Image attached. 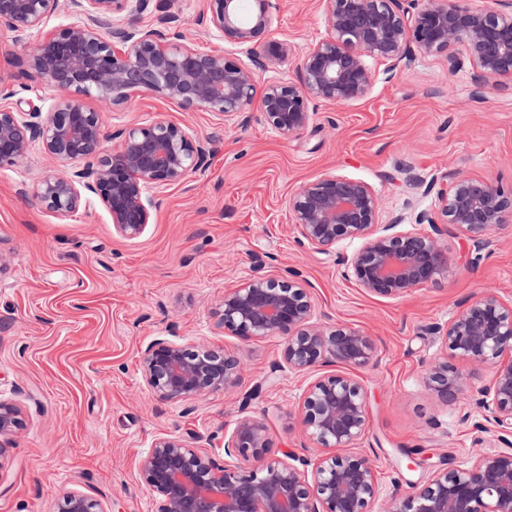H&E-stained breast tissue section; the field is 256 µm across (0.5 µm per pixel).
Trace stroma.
I'll list each match as a JSON object with an SVG mask.
<instances>
[{"mask_svg":"<svg viewBox=\"0 0 512 512\" xmlns=\"http://www.w3.org/2000/svg\"><path fill=\"white\" fill-rule=\"evenodd\" d=\"M268 39L285 41L293 56L273 66L292 78L301 55L327 33L321 0H273ZM203 0H151L131 23L175 14L186 38L204 52L236 55L234 46L199 26ZM37 37L17 42L0 28V100L22 108L48 107L52 89L13 60ZM369 94L345 104L314 103L299 135L283 138L252 105L253 117L213 144L207 163L183 186L160 190L152 219L134 240L118 235L97 201L61 218L32 192L55 169L39 145L14 167L0 170V396L14 401L22 424L0 457V512H56L64 492L100 500L107 512H152L139 460L154 439L200 437L223 454L242 414L266 423L270 459L312 455L297 412L315 373L283 370V340H244L217 332L213 312L225 289L255 264L285 281L305 282L325 322L373 336L376 355L353 375L368 398V427L357 446L374 463L382 502L422 486L436 470L467 466L479 453L501 449L497 432L483 429L473 391L488 383L479 369L470 390L441 399L422 380L438 354L432 329L463 302L491 289L512 297V218L475 251L449 233L448 272L437 283L400 299L364 292L346 276L347 258L361 240L322 252L303 242L288 214L289 197L305 182L333 173L369 185L381 201L380 223L408 207L438 206L435 178L463 174L512 189V78L477 87L470 66L449 72L445 55H416L409 66H372ZM107 130L157 120L205 138L213 113L183 110L142 93L104 106ZM413 169L422 183L404 182ZM157 338L243 360L241 385L187 402L156 399L138 360Z\"/></svg>","mask_w":512,"mask_h":512,"instance_id":"1","label":"stroma"}]
</instances>
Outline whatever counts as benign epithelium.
<instances>
[{"instance_id":"benign-epithelium-1","label":"benign epithelium","mask_w":512,"mask_h":512,"mask_svg":"<svg viewBox=\"0 0 512 512\" xmlns=\"http://www.w3.org/2000/svg\"><path fill=\"white\" fill-rule=\"evenodd\" d=\"M239 0H206L199 22L224 36L245 58L203 52L183 41L176 18L158 16L143 28L126 22L149 0H69L83 16L78 24L44 34L17 64L55 91L47 110L0 105V169L16 166L38 143L60 166L43 177L34 197L48 212L66 217L94 196L113 229L140 237L150 223L154 191L186 183L205 164L206 142L166 121L126 126L106 146L102 113L88 100L123 104L150 92L185 109L215 114L222 127L250 120L255 74L290 60L287 43L256 45L272 22V0H254L248 22ZM327 36L301 58L296 80L271 77L263 89V121L284 138L309 126L314 101L343 104L368 95L371 63L395 70L415 52L446 54L448 70L467 61L475 82L487 86L512 74V0L501 9H476L467 0H425L413 10L406 0H322ZM59 0H0V27L22 42L41 31ZM439 207L413 214L431 232H396L398 217L378 226L379 199L365 183L333 174L301 185L288 200V213L304 241L329 251L346 239L363 241L347 276L366 292L403 298L448 272L442 236L448 226L481 251L512 217V192L478 178L444 175ZM215 325L243 339L277 336L283 359L295 373L334 361L351 368L370 365L372 337L359 329L318 322L305 285L276 280L257 266L248 278L224 290ZM440 354L426 366L425 387L440 396L471 387L472 373L448 362L490 365L489 383L476 405L498 432L512 434V300L485 291L435 331ZM139 369L161 401L181 402L240 385L243 366L213 350H192L156 339L141 353ZM300 412L307 435L321 447L295 465L269 459L265 423L238 418L224 444V457L179 437H161L140 461L145 485L155 495L153 512H372L380 487L370 458L354 450L368 425L366 394L354 378L336 373L305 390ZM21 426L17 405L0 398V457ZM57 512H107L102 503L68 492ZM385 512H512V451L478 454L461 469L433 472L426 483L393 495Z\"/></svg>"}]
</instances>
